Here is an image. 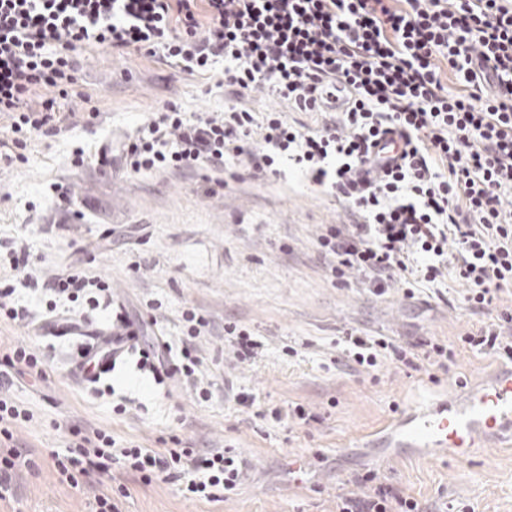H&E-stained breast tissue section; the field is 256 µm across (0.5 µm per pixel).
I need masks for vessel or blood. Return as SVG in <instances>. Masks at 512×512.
Returning <instances> with one entry per match:
<instances>
[{
    "label": "vessel or blood",
    "instance_id": "1",
    "mask_svg": "<svg viewBox=\"0 0 512 512\" xmlns=\"http://www.w3.org/2000/svg\"><path fill=\"white\" fill-rule=\"evenodd\" d=\"M41 332L79 339L74 371L86 381L111 374L134 351L127 337L82 321L53 319L42 324ZM486 440L512 446V362L452 397L402 413L375 432L371 443L384 458L428 460L474 455Z\"/></svg>",
    "mask_w": 512,
    "mask_h": 512
}]
</instances>
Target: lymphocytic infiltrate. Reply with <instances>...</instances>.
<instances>
[{"instance_id":"lymphocytic-infiltrate-1","label":"lymphocytic infiltrate","mask_w":512,"mask_h":512,"mask_svg":"<svg viewBox=\"0 0 512 512\" xmlns=\"http://www.w3.org/2000/svg\"><path fill=\"white\" fill-rule=\"evenodd\" d=\"M106 47L162 59L187 72L209 74L224 65V89L235 100L268 91L299 112H323L336 89L347 108L315 130L288 124L281 113L256 115L235 105L223 117H186L173 103L130 142L121 160L130 171L223 170L247 162L254 178L276 174L288 158L319 186L348 204V224L326 225L318 246L334 277L357 272L370 293L386 294L397 278L414 284L452 276L466 288L470 307L495 304L512 287V0H0V112L13 115L9 140L22 148L27 134L56 130L58 98L75 95V56ZM463 89L449 92L442 68ZM57 98L27 103L38 88ZM398 132V163L377 169L381 137ZM55 303L85 297L98 303L108 284L98 276L65 272L50 282ZM180 349L163 340L141 348L142 366L155 380L177 372L202 399L193 341L209 326L184 316ZM495 323L461 335L463 346L512 360V339ZM344 355L377 368L391 358L412 370L443 364L453 349L436 341L407 350L383 336H347ZM41 380L46 365L25 346L0 356V385L14 377ZM26 410L0 399V493L29 459L13 443L12 425ZM57 471L76 482L90 469L115 463L143 482L183 476L197 499L219 502L241 483L246 463L232 449L161 454L137 445L117 447L110 435L70 428ZM336 512H418L415 501L379 482L375 471L354 481Z\"/></svg>"}]
</instances>
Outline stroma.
I'll list each match as a JSON object with an SVG mask.
<instances>
[{
    "label": "stroma",
    "mask_w": 512,
    "mask_h": 512,
    "mask_svg": "<svg viewBox=\"0 0 512 512\" xmlns=\"http://www.w3.org/2000/svg\"><path fill=\"white\" fill-rule=\"evenodd\" d=\"M223 72L219 65L204 78L134 51L81 52L82 94L58 102L66 130L32 136L24 161L0 163V277L35 321L48 318L49 298L11 270L22 251L36 280L77 268L108 282L99 307L78 300L74 318L106 327L121 306L148 336L175 345L186 329L184 313L203 316L210 330L197 347L212 385L211 399L202 401L181 375L156 383L134 355L112 377L85 384L71 374L75 341L0 322V349L26 344L47 366L42 381L18 379L0 389L32 415L13 427L31 464L15 472L0 512H96L98 498L121 487L123 512H336L338 497L369 469L427 512H512V447L491 443L463 461L381 463L375 449L357 445L406 409L454 395L499 365L493 353L467 349L442 368L416 372L388 360L372 370L348 362L337 346L350 332L402 346L457 343L495 316L469 309L462 284L446 278L410 298L396 281L378 297L356 278L333 279L317 239L325 225L349 223L348 209L289 160L264 180L238 164L188 174L74 165L80 149L89 156L103 147L121 152L170 102L223 116ZM239 104L282 113L295 126L317 128L324 120L267 91ZM59 184L70 205H58ZM229 324L258 342L254 358L237 357L224 334ZM298 404L313 422H297ZM73 425L161 453L177 444L231 448L246 473L235 495L210 503L191 498L185 478L144 484L117 464L73 485L50 456L65 450Z\"/></svg>",
    "instance_id": "stroma-1"
}]
</instances>
